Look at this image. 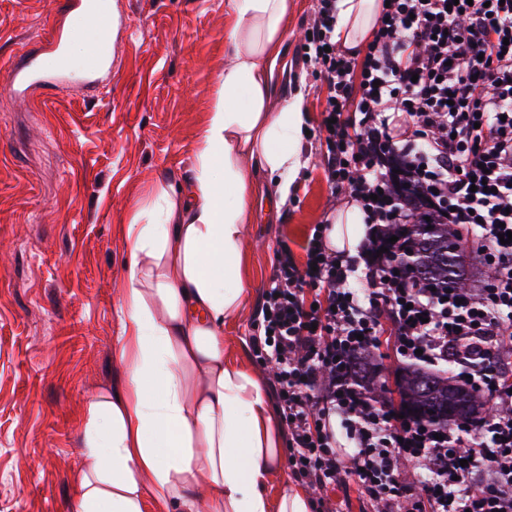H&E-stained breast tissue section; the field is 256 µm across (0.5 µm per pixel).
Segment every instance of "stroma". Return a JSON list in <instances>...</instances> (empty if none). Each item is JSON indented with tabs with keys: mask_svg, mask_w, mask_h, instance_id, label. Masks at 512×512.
Returning <instances> with one entry per match:
<instances>
[{
	"mask_svg": "<svg viewBox=\"0 0 512 512\" xmlns=\"http://www.w3.org/2000/svg\"><path fill=\"white\" fill-rule=\"evenodd\" d=\"M112 77L21 98L0 82V512H69L85 466L87 403L118 375L126 226L159 188L194 174L200 136L233 55L227 0H111ZM317 0H296L280 46L279 99L301 97L303 165L287 201H251L248 302L225 322L227 348L261 379L251 338L281 243L297 263L316 225L335 219L317 136L327 96L306 50ZM59 0H0V66L64 19Z\"/></svg>",
	"mask_w": 512,
	"mask_h": 512,
	"instance_id": "1",
	"label": "stroma"
}]
</instances>
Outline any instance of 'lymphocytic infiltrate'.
<instances>
[{"label":"lymphocytic infiltrate","instance_id":"f902f5d3","mask_svg":"<svg viewBox=\"0 0 512 512\" xmlns=\"http://www.w3.org/2000/svg\"><path fill=\"white\" fill-rule=\"evenodd\" d=\"M336 0H319L308 56L328 88L327 179L362 208L358 255L317 225L306 265L288 247L254 323L257 361L288 439L293 478L336 512L328 489L356 483L372 512H512V0H389L362 53L336 40ZM401 174L420 194L394 193ZM486 188H473V180ZM433 217L481 244L488 281L462 294L397 273L393 229ZM361 277L370 292L350 288ZM400 366L452 359L483 414L445 431L394 415L356 360L381 316Z\"/></svg>","mask_w":512,"mask_h":512}]
</instances>
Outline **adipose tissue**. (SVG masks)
I'll return each mask as SVG.
<instances>
[{
	"label": "adipose tissue",
	"instance_id": "ef3b65f1",
	"mask_svg": "<svg viewBox=\"0 0 512 512\" xmlns=\"http://www.w3.org/2000/svg\"><path fill=\"white\" fill-rule=\"evenodd\" d=\"M234 48L200 140L189 185L162 191L127 227L122 379L92 397L83 428L89 461L70 512H309L308 493L267 485L281 434L258 375L224 346V322L247 301L242 269L257 178L286 200L301 167L293 143L300 100L272 109V77L292 0H229ZM381 0H336V39L357 49Z\"/></svg>",
	"mask_w": 512,
	"mask_h": 512
}]
</instances>
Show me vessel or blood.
Returning a JSON list of instances; mask_svg holds the SVG:
<instances>
[{
  "instance_id": "obj_1",
  "label": "vessel or blood",
  "mask_w": 512,
  "mask_h": 512,
  "mask_svg": "<svg viewBox=\"0 0 512 512\" xmlns=\"http://www.w3.org/2000/svg\"><path fill=\"white\" fill-rule=\"evenodd\" d=\"M67 11L86 15L94 32V43L87 55L83 70L86 86L98 88L112 74L111 45L115 29V19L106 0H65ZM66 38L62 31H55L43 51H33L5 71L10 88L18 95H28L35 90L54 87L66 78L64 68L52 70L44 68V55H62Z\"/></svg>"
}]
</instances>
